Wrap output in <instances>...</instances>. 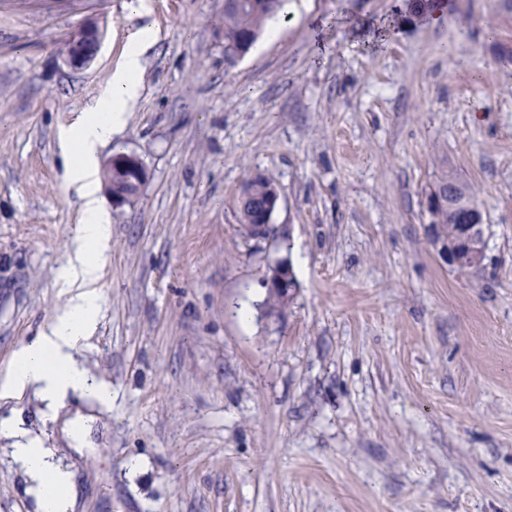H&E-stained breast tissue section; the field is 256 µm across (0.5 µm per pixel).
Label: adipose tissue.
<instances>
[{"instance_id":"1","label":"adipose tissue","mask_w":512,"mask_h":512,"mask_svg":"<svg viewBox=\"0 0 512 512\" xmlns=\"http://www.w3.org/2000/svg\"><path fill=\"white\" fill-rule=\"evenodd\" d=\"M155 40L156 33L149 26L131 34L94 106L75 123L58 130V147L68 161L65 180L83 201L81 222L69 240L67 260L55 277L66 303L40 336L16 351L11 368L0 376V398H15L29 390L54 405L72 392L102 405L111 398L105 385L90 380L77 368L73 352L97 330L98 284L112 242L111 218L97 197L99 150L126 125L139 95L143 57ZM14 453L26 470L41 512H70L73 496L69 470L33 439L15 448Z\"/></svg>"}]
</instances>
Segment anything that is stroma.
I'll return each mask as SVG.
<instances>
[{"mask_svg": "<svg viewBox=\"0 0 512 512\" xmlns=\"http://www.w3.org/2000/svg\"><path fill=\"white\" fill-rule=\"evenodd\" d=\"M0 0V374L65 303L81 218L59 126L152 26L141 93L101 150L149 179L116 208L100 320L74 355L112 391L74 452L46 402L0 419L73 474L72 512H512V10L288 0L277 40L224 55V0ZM100 53L58 56L89 19ZM273 177V236L245 239V180ZM482 213V264L449 265L430 195ZM296 291L269 309L270 266ZM0 434V512H38Z\"/></svg>", "mask_w": 512, "mask_h": 512, "instance_id": "obj_1", "label": "stroma"}]
</instances>
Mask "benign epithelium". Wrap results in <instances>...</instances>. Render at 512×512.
<instances>
[{"label": "benign epithelium", "mask_w": 512, "mask_h": 512, "mask_svg": "<svg viewBox=\"0 0 512 512\" xmlns=\"http://www.w3.org/2000/svg\"><path fill=\"white\" fill-rule=\"evenodd\" d=\"M103 43V27L99 22L91 21L73 31L65 40L61 58L68 68L83 69L96 59ZM105 190L112 200V206L118 208L131 202L138 196L148 180V171L142 160L133 153L122 152L112 155L106 167ZM118 175L128 185V191L112 193V176ZM264 175L255 174L244 184L239 195V206H248L253 210L256 223L251 225L254 236L265 238L270 234L271 218L279 200L278 189L269 186L259 187ZM460 187L457 182L448 180L439 184L431 195L430 212L432 222H437L443 212L458 215V236L448 243V262L461 266L483 250L480 237L481 212L475 202L459 199ZM266 285L269 291L287 302L295 288V278L289 265L279 262L269 268Z\"/></svg>", "instance_id": "benign-epithelium-1"}]
</instances>
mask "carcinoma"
<instances>
[{
	"instance_id": "carcinoma-1",
	"label": "carcinoma",
	"mask_w": 512,
	"mask_h": 512,
	"mask_svg": "<svg viewBox=\"0 0 512 512\" xmlns=\"http://www.w3.org/2000/svg\"><path fill=\"white\" fill-rule=\"evenodd\" d=\"M284 0H234L224 8V54L237 50L241 42L255 43L267 23L283 11Z\"/></svg>"
}]
</instances>
